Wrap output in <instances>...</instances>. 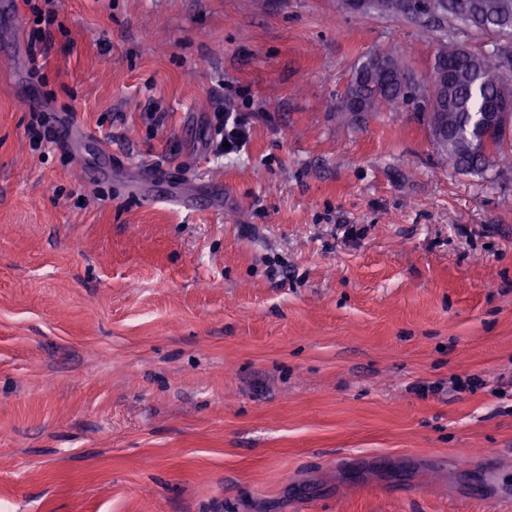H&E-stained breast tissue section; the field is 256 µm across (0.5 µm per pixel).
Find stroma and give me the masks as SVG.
Here are the masks:
<instances>
[{
    "label": "stroma",
    "mask_w": 512,
    "mask_h": 512,
    "mask_svg": "<svg viewBox=\"0 0 512 512\" xmlns=\"http://www.w3.org/2000/svg\"><path fill=\"white\" fill-rule=\"evenodd\" d=\"M53 8L35 61L0 0V512H497L453 491L512 456V169L452 170L409 106L336 117L367 54L428 83L447 21ZM29 86L90 139L32 147ZM227 102L255 118L225 158ZM152 165L213 193L147 201Z\"/></svg>",
    "instance_id": "stroma-1"
}]
</instances>
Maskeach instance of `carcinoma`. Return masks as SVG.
I'll list each match as a JSON object with an SVG mask.
<instances>
[{"label": "carcinoma", "instance_id": "1", "mask_svg": "<svg viewBox=\"0 0 512 512\" xmlns=\"http://www.w3.org/2000/svg\"><path fill=\"white\" fill-rule=\"evenodd\" d=\"M370 12L422 28L426 20L443 17L481 32L512 35V0H430L425 13L408 9L406 0H376ZM506 96H512V44L497 43L486 55L448 32L437 41L428 86H421L399 58L371 53L356 67L337 111L357 124L385 107L411 104L454 170L483 174L500 161L512 163V126H475L476 117L494 111Z\"/></svg>", "mask_w": 512, "mask_h": 512}]
</instances>
